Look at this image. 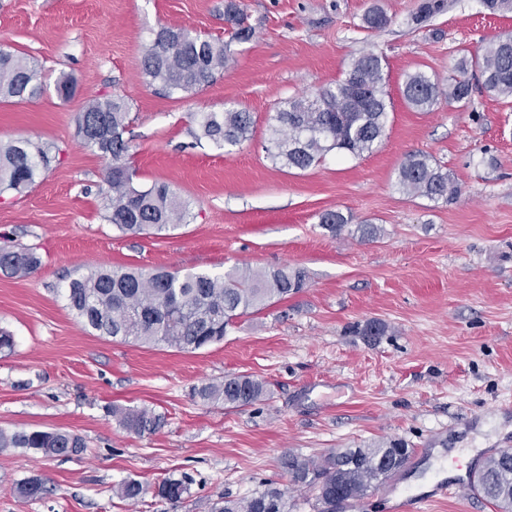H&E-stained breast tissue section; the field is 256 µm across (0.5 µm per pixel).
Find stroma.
I'll return each mask as SVG.
<instances>
[{"label": "stroma", "mask_w": 512, "mask_h": 512, "mask_svg": "<svg viewBox=\"0 0 512 512\" xmlns=\"http://www.w3.org/2000/svg\"><path fill=\"white\" fill-rule=\"evenodd\" d=\"M251 40L209 87L167 94L146 84L141 61L159 27L230 39L225 0H0V47L33 60L47 88L0 100V143L19 137L59 148L60 161L22 193L0 196V244L32 247L41 266L0 274V429L81 436V454L0 451V512H209L288 479L292 452L318 458L398 440L412 454L402 471L336 512H389L390 500L434 476L439 448L512 449V105L474 87L468 108L439 99L407 105L417 71L441 84L459 50L482 53L512 35V13L482 0H447L417 25L419 0H242ZM381 8L386 28L363 16ZM383 59L391 108L385 134L358 157L282 167L268 153L285 101L344 78L366 52ZM75 91L57 95L60 76ZM123 97L138 182L165 183L187 206L182 225L130 235L105 219L106 162L85 147L78 117L89 99ZM250 112L253 132L236 147L196 140L194 114ZM421 152L452 176L454 201L405 193L398 170ZM352 215L341 236L325 211ZM366 221L373 239L356 234ZM152 272L232 267L304 269L307 284L229 328L223 342L182 352L115 342L85 329L65 300L69 282L102 266ZM380 336L361 335L368 322ZM249 375L268 394L245 408L208 404L194 388ZM164 414L152 433L126 431L111 407ZM190 475L181 500L155 494L169 475ZM40 478L46 494L22 499ZM146 493L125 500L122 481Z\"/></svg>", "instance_id": "obj_1"}]
</instances>
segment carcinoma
<instances>
[{
  "instance_id": "obj_1",
  "label": "carcinoma",
  "mask_w": 512,
  "mask_h": 512,
  "mask_svg": "<svg viewBox=\"0 0 512 512\" xmlns=\"http://www.w3.org/2000/svg\"><path fill=\"white\" fill-rule=\"evenodd\" d=\"M446 0H420L412 22L422 24L442 13ZM224 16L233 25L231 39L246 42L254 30L246 24L241 3L227 0ZM389 23L386 14L370 10L364 28L380 30ZM231 59L230 43L219 37L176 29V36L154 32L152 45L142 62V74L150 84L162 85L170 94H195L213 84ZM457 70L464 75L443 88L423 72L408 76L403 95L406 103L429 111L441 97L467 106L473 86L465 74L472 71L487 93L512 99V37L496 38L480 55L462 54ZM382 58L368 52L356 58L345 78L324 86L315 96L286 102L276 114L270 148L273 160L289 169L306 170L332 152L361 156L377 145L388 119V102L383 90ZM44 91L41 72L24 56L0 49V99L33 98ZM126 102L119 96L91 99L80 114L78 133L84 145L107 161L106 221L123 233L174 230L183 223L184 202L165 183L141 188L133 183L130 170V142L125 138L129 121ZM197 138L219 147H235L248 139L253 128L250 113L237 109L201 112L195 116ZM60 150L51 145L18 138L0 143V195L20 193L30 188L36 176L59 161ZM399 184L410 195L449 202L458 195V186L448 173L422 153H410L402 161ZM352 216L326 211L319 217L321 227L339 235ZM41 265L32 248L0 246V272L25 277ZM306 285L301 269L281 267L272 271L232 268L224 272L158 271L143 273L115 267L97 268L72 279L66 288L68 308L99 336L139 344L163 343L183 351H196L224 340L227 329L245 315L261 310L267 302L288 298ZM266 394L263 382L247 375L224 378L203 386L195 395L204 402L223 401L242 408ZM120 424L141 435L161 427L164 417L148 408L113 409ZM85 447L83 439L70 432L46 430H0V449L25 448L47 456H66ZM411 449L396 441L371 448H346L318 459L288 454L280 464L289 483L316 492L322 512H336V504L359 499L385 478L403 468ZM480 484L486 498L512 512V458L500 455L482 469ZM24 498H39L46 489L38 478H28L18 487ZM143 485L125 480L117 493L137 500ZM188 492L186 478H166L157 496L178 501ZM211 512H288V491L274 485L249 497L226 499L211 506Z\"/></svg>"
}]
</instances>
